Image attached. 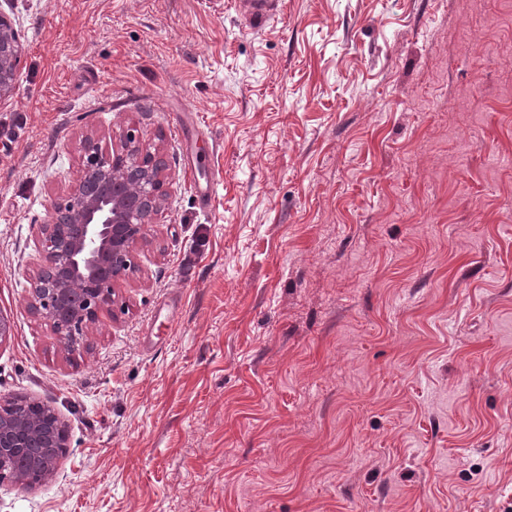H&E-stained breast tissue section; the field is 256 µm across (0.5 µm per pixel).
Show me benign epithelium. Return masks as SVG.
I'll return each mask as SVG.
<instances>
[{
  "mask_svg": "<svg viewBox=\"0 0 512 512\" xmlns=\"http://www.w3.org/2000/svg\"><path fill=\"white\" fill-rule=\"evenodd\" d=\"M22 36L0 15V99L21 75ZM82 166L70 192L51 205L37 225L40 264L28 292V307L48 319L65 358L84 345L117 301V286L138 271L135 255L165 210L166 165L160 149L126 134L106 149L92 133L79 139ZM68 428L52 403L22 398L0 404V466L10 461L7 483L30 490L56 473L67 447Z\"/></svg>",
  "mask_w": 512,
  "mask_h": 512,
  "instance_id": "1",
  "label": "benign epithelium"
}]
</instances>
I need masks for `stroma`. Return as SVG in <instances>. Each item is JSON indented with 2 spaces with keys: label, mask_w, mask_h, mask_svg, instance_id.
<instances>
[{
  "label": "stroma",
  "mask_w": 512,
  "mask_h": 512,
  "mask_svg": "<svg viewBox=\"0 0 512 512\" xmlns=\"http://www.w3.org/2000/svg\"><path fill=\"white\" fill-rule=\"evenodd\" d=\"M0 400L69 424L0 512H512V0H0ZM168 205L86 349L27 289L81 134ZM216 187L203 208L194 184ZM169 327L150 336L161 302ZM22 36L14 25L0 14V99L9 96L21 75Z\"/></svg>",
  "instance_id": "stroma-1"
}]
</instances>
